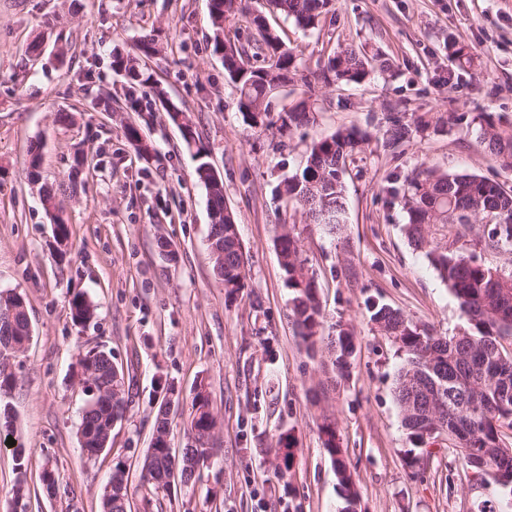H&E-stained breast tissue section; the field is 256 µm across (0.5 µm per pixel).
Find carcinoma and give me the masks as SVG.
<instances>
[{"mask_svg": "<svg viewBox=\"0 0 512 512\" xmlns=\"http://www.w3.org/2000/svg\"><path fill=\"white\" fill-rule=\"evenodd\" d=\"M330 0H267L270 11L293 19L301 28L314 29L327 10ZM244 12L238 0H212L210 21L215 31L214 51L221 54L224 68L235 85L238 111L244 122L254 129L277 127L292 131L307 126L314 119V101L303 98L291 108L272 114L268 98L280 86L304 77L302 58L285 47L270 27L262 12H250L249 24L254 30L256 49L267 65L253 67L246 63L243 51L224 43L219 35L224 22ZM458 68L469 70L474 54L463 46H448ZM159 54L154 39L140 38L133 53L119 50L112 53V68L130 76L140 85L152 82L153 75L140 63ZM372 73H392L391 64L380 55L366 57L353 47L336 51L321 68L328 85H359ZM464 116L454 112L439 117L435 128L458 124ZM466 122V121H464ZM430 126V121L416 113L406 117L403 112H389L382 135L384 150L393 152L406 140ZM477 142L500 167L512 170V127L503 125L490 112H479L466 122ZM365 134L351 126L333 135L312 141L307 149L301 171L285 181L288 203L301 208L309 223L318 224L330 234L341 231L347 223L345 176L348 160L359 150ZM406 215L403 230L411 245L424 252L427 259L459 302L467 327L457 335L438 336L412 322L400 310L376 302L367 304L370 321L387 337L397 353L403 356L393 383V397L407 431L411 460L423 453L431 439L426 424L428 397L446 396L447 409L453 415L445 419L448 446L470 447L475 436L482 448L494 453L488 465L497 473L498 486L504 495L512 496V447L504 442V428L512 430V354L504 351L502 340L512 336V265L493 266L482 255L455 243H440L432 238L431 228L457 224L467 230L473 224H484L486 234L475 246L483 252L512 254V190L503 184L474 173H448L432 169L416 170L407 176L401 196ZM212 245L220 255L214 260L215 276L225 286L227 296H234L244 287V259L236 223L224 219L227 206L224 191H208ZM280 256L285 259V282L291 290V312L298 336L313 347L323 340L320 330L324 313L319 289L305 267L301 255L300 233L296 226L286 228L280 236ZM71 318L82 325L94 313L93 305L77 294L69 301ZM0 348L28 337L30 319L25 299L0 291ZM330 354L338 376L343 378L350 368L354 337L342 330L328 337ZM85 380L105 391L107 400L96 398L85 407L80 430L87 438L82 450L95 455L99 441L111 438L109 429L113 413L125 411V396L115 397L112 377L115 363L110 353L91 349L80 358ZM169 417L160 411L150 447L141 467L142 484L154 489H167L170 484L172 459L176 450L164 441L168 434ZM218 423L210 395L198 391L192 399L188 431L202 436ZM323 449L336 471L338 485L345 502L342 512H357L359 491L344 449L336 446L332 437L336 427L323 423L319 427ZM126 463L119 461L112 471V509L110 512H132Z\"/></svg>", "mask_w": 512, "mask_h": 512, "instance_id": "obj_1", "label": "carcinoma"}]
</instances>
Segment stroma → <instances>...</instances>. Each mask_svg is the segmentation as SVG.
Masks as SVG:
<instances>
[{
    "label": "stroma",
    "instance_id": "stroma-1",
    "mask_svg": "<svg viewBox=\"0 0 512 512\" xmlns=\"http://www.w3.org/2000/svg\"><path fill=\"white\" fill-rule=\"evenodd\" d=\"M284 43L302 54L305 79L283 85L272 112L317 99L313 123L286 134L248 127L221 55L213 51L209 0H0V291L20 292L32 339L6 363L13 377L0 404L28 456L17 475L12 445H0V512L16 477L30 490L26 512H101L115 462L142 457L162 401L159 384L179 392L170 445L188 444L186 423L198 385L218 416L212 456L195 483L139 488L135 512H339L336 473L318 430L335 424L354 470L362 512H489L503 494L473 480L447 441L430 445L416 467L392 385L400 358L370 322L367 298L401 310L440 335L466 325L457 300L402 230L392 195L417 168L477 173L512 187L465 127L427 129L391 154L381 145L388 108L472 116L487 111L512 125V0H331L318 29L271 17ZM160 53L154 86L112 68V51L142 35ZM39 43V57L26 55ZM471 48L477 72L460 70L449 43ZM351 46L388 58L386 80L325 85L318 64ZM185 112L206 161L224 186L242 243L246 278L227 297L213 272L207 190L180 129L165 110ZM136 125L154 147L142 157L124 134ZM355 126L368 135L348 168V222L342 236L307 223L288 205L282 182L301 169L313 139ZM43 181L67 182L85 161L76 191L59 192L70 227L58 252L52 217L29 181L30 148ZM301 233L325 313V335L343 325L355 336L349 379L336 381L326 347L309 353L290 316V290L277 239ZM83 293L92 321L73 323L68 302ZM111 352L132 380L112 443L83 455L78 428L87 393L80 353ZM295 441L281 477L274 448ZM62 479L46 494L44 469Z\"/></svg>",
    "mask_w": 512,
    "mask_h": 512
}]
</instances>
